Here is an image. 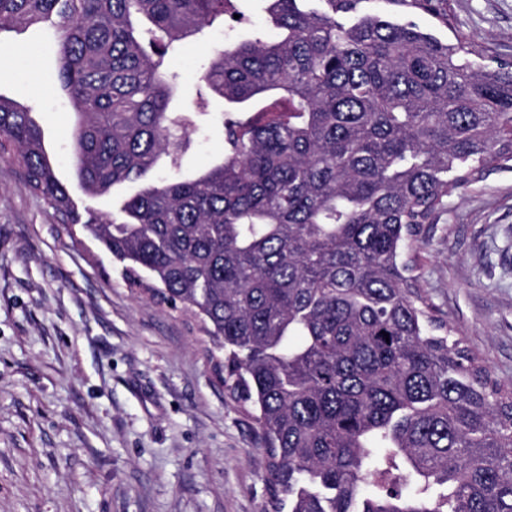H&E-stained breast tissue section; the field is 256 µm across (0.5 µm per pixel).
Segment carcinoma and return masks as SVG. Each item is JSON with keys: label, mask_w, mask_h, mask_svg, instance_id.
I'll list each match as a JSON object with an SVG mask.
<instances>
[{"label": "carcinoma", "mask_w": 512, "mask_h": 512, "mask_svg": "<svg viewBox=\"0 0 512 512\" xmlns=\"http://www.w3.org/2000/svg\"><path fill=\"white\" fill-rule=\"evenodd\" d=\"M267 2L275 34L227 38L200 73L224 153L191 178L170 59L237 0H0V30H56L83 191L140 184L83 230L224 351L265 442L264 512H512V384L425 300L408 254L448 197L512 169V59L368 0ZM384 3L455 29L451 0ZM43 140L0 98V157L77 224Z\"/></svg>", "instance_id": "cac0c4a2"}]
</instances>
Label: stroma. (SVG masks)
I'll return each mask as SVG.
<instances>
[{
  "mask_svg": "<svg viewBox=\"0 0 512 512\" xmlns=\"http://www.w3.org/2000/svg\"><path fill=\"white\" fill-rule=\"evenodd\" d=\"M455 30L512 59V0H453ZM208 44L183 42L171 66L193 87ZM0 96L33 112L57 177L102 214L132 184L87 198L70 157L71 113L46 26L0 30ZM200 117L182 159L190 175L219 158ZM415 253L420 290L512 382V169L453 195ZM194 318L129 287L122 264L61 223L0 159V512H261L265 456L252 417L216 379Z\"/></svg>",
  "mask_w": 512,
  "mask_h": 512,
  "instance_id": "1",
  "label": "stroma"
}]
</instances>
